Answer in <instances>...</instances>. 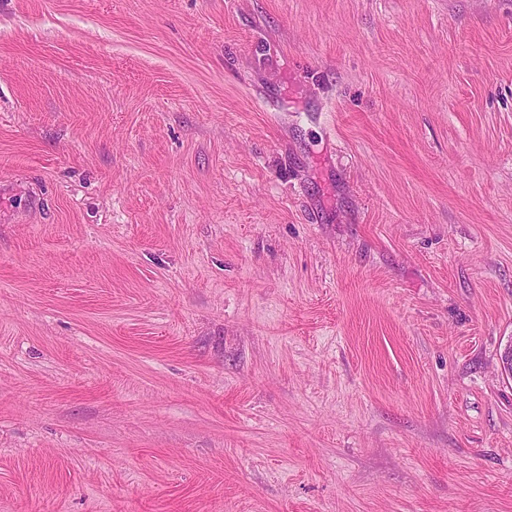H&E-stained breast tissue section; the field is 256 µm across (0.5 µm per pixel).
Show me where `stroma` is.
<instances>
[{"mask_svg": "<svg viewBox=\"0 0 512 512\" xmlns=\"http://www.w3.org/2000/svg\"><path fill=\"white\" fill-rule=\"evenodd\" d=\"M512 0H0V512H512Z\"/></svg>", "mask_w": 512, "mask_h": 512, "instance_id": "obj_1", "label": "stroma"}]
</instances>
